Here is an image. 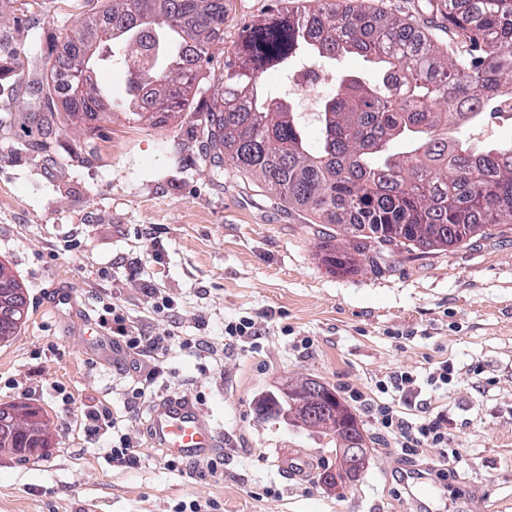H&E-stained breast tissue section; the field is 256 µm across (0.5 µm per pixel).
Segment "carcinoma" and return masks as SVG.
<instances>
[{"label": "carcinoma", "instance_id": "carcinoma-1", "mask_svg": "<svg viewBox=\"0 0 512 512\" xmlns=\"http://www.w3.org/2000/svg\"><path fill=\"white\" fill-rule=\"evenodd\" d=\"M230 0H112L99 19L77 31L65 58L33 83L38 111L104 120L113 109L97 90L73 96L78 68L120 66L131 76L128 119L154 127L178 118L194 101L211 45L224 35ZM428 14L448 22L440 41L413 23L359 0L339 10L327 0L276 7L244 25L224 60V90L205 102L199 134L205 157L264 187L273 200L314 215L354 239L361 254L403 245L469 244L512 223V139L473 148L453 136L477 124L490 104L512 99V0H426ZM346 53L380 65L371 82L336 78L314 113L318 144L306 140L303 113L261 83L288 61L316 62ZM337 272L353 267L349 252L323 246ZM18 303L9 339L28 315L25 288L0 262V281ZM278 395L258 399L259 414L280 417ZM12 408L23 430L0 426V453L29 459L27 448H50L51 426L34 406ZM313 431L343 447L350 426Z\"/></svg>", "mask_w": 512, "mask_h": 512}]
</instances>
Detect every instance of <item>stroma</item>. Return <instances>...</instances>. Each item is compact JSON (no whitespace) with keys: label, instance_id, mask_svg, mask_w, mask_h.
I'll use <instances>...</instances> for the list:
<instances>
[{"label":"stroma","instance_id":"35a3bbf8","mask_svg":"<svg viewBox=\"0 0 512 512\" xmlns=\"http://www.w3.org/2000/svg\"><path fill=\"white\" fill-rule=\"evenodd\" d=\"M103 6L0 0V262L29 304L13 342L0 345V404L39 407L53 432L42 457L0 453V512H173L191 500L203 512H413L420 501L432 512H497L512 500V229L450 249H369L350 272L334 273L322 247L347 241L254 179L216 175L198 113L162 127L120 114L71 122L36 113L28 80L48 72L79 22ZM74 237L83 245L72 250ZM149 286L172 297L181 335L223 344L225 320L240 315L262 329L256 350L234 351L220 367L172 348L153 386L157 396L198 397L224 434L217 471L188 461L171 470L146 439L135 467L114 465L111 427H86L87 411L105 409L141 435L147 409L128 398V362L88 354L77 320L51 302L64 287L91 314L108 293L153 329ZM286 323L314 338L312 353L293 350ZM442 360L453 364L448 388L422 387L407 409L444 412L457 455L427 448L402 460L361 413L368 462L347 489L321 481L336 466L332 437L255 411L259 393L287 379L363 389L395 370L426 377ZM283 451L309 460L304 477L285 478ZM420 469L444 477L404 494L401 473ZM268 486L280 497H263Z\"/></svg>","mask_w":512,"mask_h":512}]
</instances>
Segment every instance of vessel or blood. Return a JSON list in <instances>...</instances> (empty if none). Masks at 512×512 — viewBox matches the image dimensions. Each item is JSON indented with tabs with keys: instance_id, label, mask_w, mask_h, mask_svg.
Here are the masks:
<instances>
[{
	"instance_id": "vessel-or-blood-1",
	"label": "vessel or blood",
	"mask_w": 512,
	"mask_h": 512,
	"mask_svg": "<svg viewBox=\"0 0 512 512\" xmlns=\"http://www.w3.org/2000/svg\"><path fill=\"white\" fill-rule=\"evenodd\" d=\"M90 340L88 352L103 359L114 355L111 339L101 328L84 319ZM148 426L155 444L173 457L202 460L212 456L222 445V437L210 418L188 394H169L155 399L149 406Z\"/></svg>"
}]
</instances>
